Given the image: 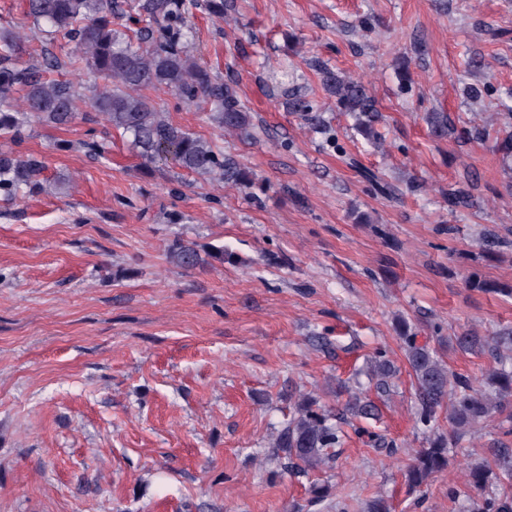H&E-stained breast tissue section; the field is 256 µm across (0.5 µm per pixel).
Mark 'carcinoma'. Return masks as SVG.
<instances>
[{
	"mask_svg": "<svg viewBox=\"0 0 512 512\" xmlns=\"http://www.w3.org/2000/svg\"><path fill=\"white\" fill-rule=\"evenodd\" d=\"M192 2L133 0L128 8L145 18L146 25L130 36L122 30L121 12L114 10V0H27V15L41 34L75 38L78 50L71 55L70 65L79 68L87 64L99 82L90 87L87 96L70 82L43 79L38 70L20 65V36L0 29V138L13 142L21 138L32 118L65 126L76 118L81 103L86 101L113 130L132 138L145 162L170 159L189 173L217 174L228 182L249 185L248 174L232 158L207 139L173 123L142 94L145 89L162 87L190 104L203 101L210 105V118L217 127L244 138L253 137L252 117L239 99L236 78L214 75L189 50ZM206 8L214 17L224 19L236 10V4L234 0H206ZM319 74L323 89L336 98L340 110L356 118L364 135L375 138L379 111L374 98L361 84L327 68L320 69ZM19 92L24 93L20 111L15 98ZM288 110L301 113L312 125L321 124L310 103L295 92L288 94ZM427 124L434 136H448L447 114L432 112ZM495 150L512 172L511 132L496 139ZM43 170L44 161L37 155L1 151L0 194L9 199L20 191L41 188ZM471 202L469 189L459 185L448 188L450 205L468 206ZM169 256L187 269L205 262L197 245L181 240L172 242ZM468 286L481 292L512 295V285L475 275ZM397 330L413 377L417 421L424 428L422 446L412 450L405 474L408 488L414 491L448 469V449L457 447L468 430L512 407V330L494 336L466 330L454 337L462 351L486 349L491 354L495 366L481 384L451 372L436 349L427 342H418L408 320L400 319ZM398 371L385 352H376L370 376L377 392H389ZM443 409L448 410L446 432L436 428L438 413ZM378 415V404L357 392L348 393L343 407L336 411L305 396L295 403L293 414L277 431L272 443L276 448L274 459L286 471L308 474L326 468L335 461L336 449L343 443L342 424L374 420ZM506 477H512V465L506 461L496 470L482 461L468 471L469 484L482 492ZM477 509L512 512V499L486 497Z\"/></svg>",
	"mask_w": 512,
	"mask_h": 512,
	"instance_id": "obj_1",
	"label": "carcinoma"
}]
</instances>
